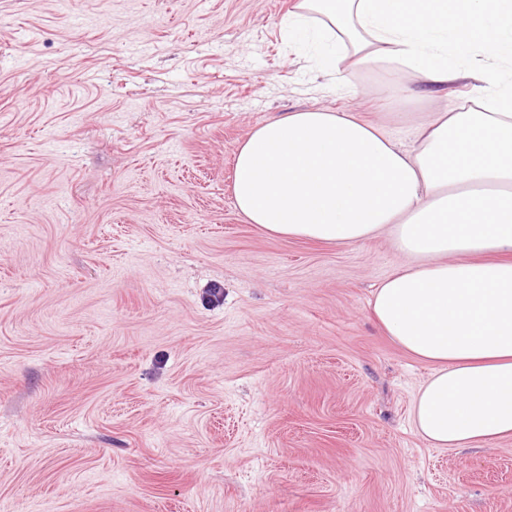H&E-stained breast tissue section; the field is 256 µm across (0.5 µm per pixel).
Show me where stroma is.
Masks as SVG:
<instances>
[{
	"label": "stroma",
	"mask_w": 512,
	"mask_h": 512,
	"mask_svg": "<svg viewBox=\"0 0 512 512\" xmlns=\"http://www.w3.org/2000/svg\"><path fill=\"white\" fill-rule=\"evenodd\" d=\"M294 3L0 0V512H512V437L413 427L431 367L369 307L388 238L234 207L235 150L280 113L411 140L385 67L334 85L288 43ZM410 86L416 112L476 100Z\"/></svg>",
	"instance_id": "stroma-1"
}]
</instances>
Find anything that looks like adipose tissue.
<instances>
[{"label":"adipose tissue","mask_w":512,"mask_h":512,"mask_svg":"<svg viewBox=\"0 0 512 512\" xmlns=\"http://www.w3.org/2000/svg\"><path fill=\"white\" fill-rule=\"evenodd\" d=\"M288 34L334 69L470 80L482 105L418 118L411 146L328 109L254 128L234 162L236 210L267 234L341 246L385 234L404 258L369 302L377 326L431 365L412 420L434 448L512 436V0H299Z\"/></svg>","instance_id":"obj_1"}]
</instances>
